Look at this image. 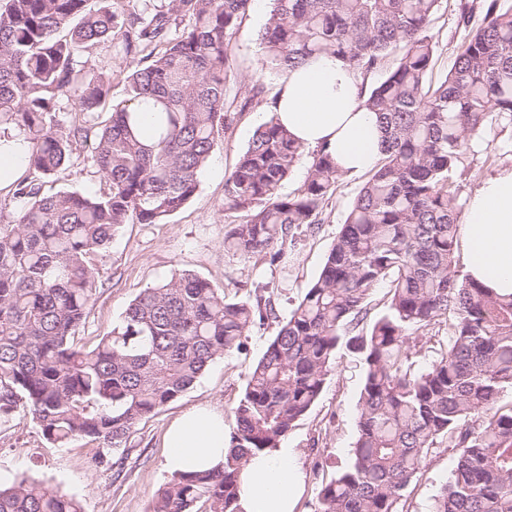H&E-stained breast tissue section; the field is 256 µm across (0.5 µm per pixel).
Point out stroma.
Returning a JSON list of instances; mask_svg holds the SVG:
<instances>
[{
	"mask_svg": "<svg viewBox=\"0 0 512 512\" xmlns=\"http://www.w3.org/2000/svg\"><path fill=\"white\" fill-rule=\"evenodd\" d=\"M460 0H443L431 28L436 44L432 81L442 80L454 64L459 46L485 19L483 0H474L469 20H462ZM271 9L270 0L254 3L231 41V72L226 98L232 101L231 122L223 146L199 175V188L190 202L163 224L122 225L108 247L97 254L98 289L79 335L93 346L143 289L190 272L223 289L226 297L245 299L255 289H264L276 301L281 314H288L304 289L321 273L326 255L366 175L345 177L325 209L318 233L303 234L286 246L283 262L268 258H241L224 251V234L240 223L242 214L224 208V180L233 171L254 130L269 113L268 104H246L247 86L261 80L275 91L277 76L263 72L258 33ZM90 144H73L69 162L49 183V191L77 190L101 194L108 185L88 160ZM464 194H471L501 165H512V121L493 118L482 141L469 154ZM277 330L276 323L253 328L242 351L216 359L195 384L156 415L142 421L128 438L122 469L95 464L96 443L77 439L68 447L49 443L24 409L0 425V483L8 485L33 478L80 500L84 512H147L156 494L171 477L165 466L168 450L164 435L173 419L184 411L209 404L226 417L233 429L231 408L241 397L250 366L265 352ZM362 386L358 356L347 347L336 353V367L328 376L315 406L287 436L289 447L298 449L305 475L304 490L295 512H314L321 485L347 468L357 437V405ZM455 452L446 445L431 449L421 479L408 503L410 512H429L453 467Z\"/></svg>",
	"mask_w": 512,
	"mask_h": 512,
	"instance_id": "1",
	"label": "stroma"
}]
</instances>
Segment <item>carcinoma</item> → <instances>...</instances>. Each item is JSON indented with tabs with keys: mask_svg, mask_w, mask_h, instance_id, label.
<instances>
[{
	"mask_svg": "<svg viewBox=\"0 0 512 512\" xmlns=\"http://www.w3.org/2000/svg\"><path fill=\"white\" fill-rule=\"evenodd\" d=\"M91 2L0 0V126L29 143L24 175L0 188L15 203L0 209V424L21 402L53 445L89 438L101 447L97 464L120 467L112 453L136 425L271 321L277 332L232 410L224 465L173 473L148 512H238L248 458L278 447L311 410L343 344L363 370L357 439L351 467L321 486L315 512H405L430 449L443 442L455 461L431 512H512V404L498 405L512 389V295L461 274L455 248L464 160L493 113L512 118V8L490 0L485 26L432 85L429 30L442 0H271L259 40L272 73L340 56L365 75L395 56L366 90L384 130L381 162L288 316L269 296L228 300L185 272L142 290L87 348L76 332L98 288L88 259L121 225L163 224L197 192L222 146L229 47L252 0H167L163 10L128 13ZM103 41L137 64L90 65ZM115 80L127 98L107 123L58 121L61 98L96 112ZM145 105L158 120L148 142L138 134ZM76 140L91 142L108 193L45 189ZM305 152L275 115L257 127L224 181V209L244 215L224 234L225 252L276 264L298 234L318 232L345 173L314 149L297 192L281 195ZM384 281L390 299L369 322L370 294ZM440 323L447 342L415 370L416 334ZM0 512L83 509L22 479L0 486Z\"/></svg>",
	"mask_w": 512,
	"mask_h": 512,
	"instance_id": "cac0c4a2",
	"label": "carcinoma"
}]
</instances>
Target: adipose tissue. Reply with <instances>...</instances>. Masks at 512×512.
I'll return each mask as SVG.
<instances>
[{"label": "adipose tissue", "mask_w": 512, "mask_h": 512, "mask_svg": "<svg viewBox=\"0 0 512 512\" xmlns=\"http://www.w3.org/2000/svg\"><path fill=\"white\" fill-rule=\"evenodd\" d=\"M363 78L348 61L320 56L284 70L273 108L304 146L325 149L348 174L372 169L383 155V131L364 104ZM463 272L491 292L512 294V166L486 177L457 227ZM166 466L196 472L221 466L229 450L223 412L195 406L165 435ZM303 481L297 449L256 454L240 475L241 512H294Z\"/></svg>", "instance_id": "obj_1"}]
</instances>
